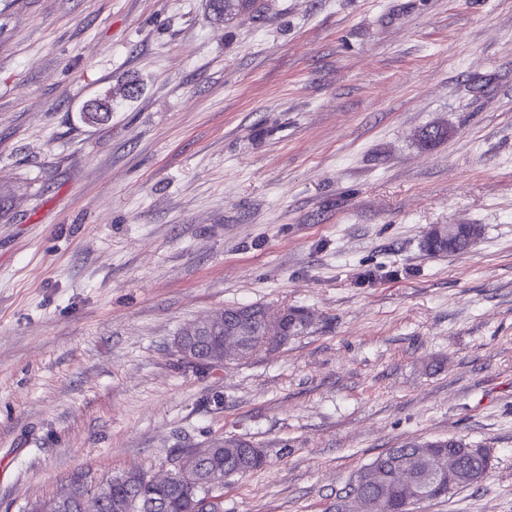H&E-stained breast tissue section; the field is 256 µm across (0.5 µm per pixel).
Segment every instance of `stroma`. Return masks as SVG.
Here are the masks:
<instances>
[{
  "instance_id": "stroma-1",
  "label": "stroma",
  "mask_w": 512,
  "mask_h": 512,
  "mask_svg": "<svg viewBox=\"0 0 512 512\" xmlns=\"http://www.w3.org/2000/svg\"><path fill=\"white\" fill-rule=\"evenodd\" d=\"M0 188V512L222 438L224 512H336L448 436L493 466L415 512H512V0H0ZM248 304L309 323L175 355ZM472 225H474V227L470 229L468 234L463 239H460L454 244L448 245V243L444 240L440 241L438 239H427L425 237L423 241V247L426 252L434 255L443 253L453 254L467 251L482 234L481 225ZM269 314L270 313L264 307L258 305L225 308L224 312L215 319L201 321L210 323L214 331H222L214 333L212 330H187V328H185L178 333V336L181 337H178L175 341V349L180 351V353L192 363L197 365L209 364V362L198 353L193 341L194 336H210L223 343L221 363H226L231 360H241L242 355L239 347L233 343L232 340H228L227 336H223L224 331L225 335H233L231 337L234 339H236L237 336H244L241 337V345L243 355L246 358L253 356L263 349L265 351H274L280 344L271 347L269 338L267 337L274 335L269 334ZM188 337H190V339L187 340Z\"/></svg>"
}]
</instances>
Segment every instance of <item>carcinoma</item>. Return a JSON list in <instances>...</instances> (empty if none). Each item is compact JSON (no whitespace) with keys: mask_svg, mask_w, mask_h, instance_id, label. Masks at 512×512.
I'll return each instance as SVG.
<instances>
[{"mask_svg":"<svg viewBox=\"0 0 512 512\" xmlns=\"http://www.w3.org/2000/svg\"><path fill=\"white\" fill-rule=\"evenodd\" d=\"M210 12L222 19L235 10L256 7V0H208ZM482 227L474 225L468 234L454 244L438 239H424L423 247L430 254H453L468 250L481 236ZM269 312L262 306L247 305L224 309V334L241 337L243 355L251 357L261 350H272L269 342ZM302 309L289 308L279 318L283 334H297L307 324ZM462 439L448 438L419 441L392 453L379 455L375 462L377 477L368 480L359 473L355 486L366 498L372 512H410L413 501L445 497L456 491L448 481L436 477L441 465L448 463V456L456 449L466 448ZM263 449L239 439H227L224 447L197 461L192 482H174L155 485L146 481L141 472H126L107 479V493L99 512H224V500L208 488L212 472L219 470L223 477L243 476L263 466ZM470 469L486 475L492 467L491 451L477 448L468 456ZM95 484L87 479L82 487L66 491L48 504L49 512H80V497Z\"/></svg>","mask_w":512,"mask_h":512,"instance_id":"carcinoma-1","label":"carcinoma"}]
</instances>
